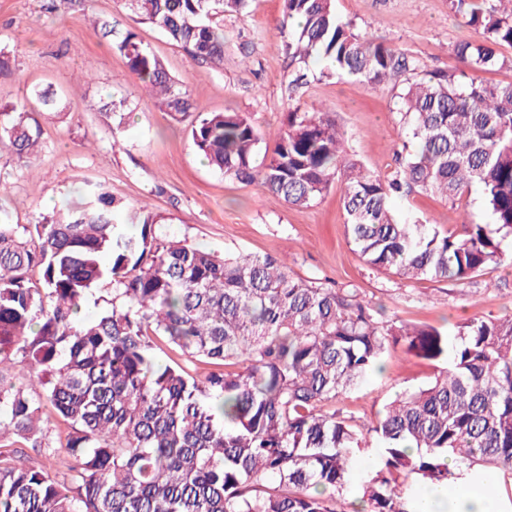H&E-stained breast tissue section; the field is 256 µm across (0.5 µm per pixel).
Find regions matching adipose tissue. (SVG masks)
Returning <instances> with one entry per match:
<instances>
[{"mask_svg":"<svg viewBox=\"0 0 512 512\" xmlns=\"http://www.w3.org/2000/svg\"><path fill=\"white\" fill-rule=\"evenodd\" d=\"M417 512H504L484 484L472 479L457 486L431 485L423 489Z\"/></svg>","mask_w":512,"mask_h":512,"instance_id":"ef3b65f1","label":"adipose tissue"}]
</instances>
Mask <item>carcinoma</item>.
Returning <instances> with one entry per match:
<instances>
[{
    "mask_svg": "<svg viewBox=\"0 0 512 512\" xmlns=\"http://www.w3.org/2000/svg\"><path fill=\"white\" fill-rule=\"evenodd\" d=\"M334 2L282 0L288 90L307 84L315 57L373 87L405 78L399 108L412 150L402 146L386 176L350 160L346 132L317 107L289 110L272 156L257 161L262 136L246 114L204 110L135 32L116 35L107 20L101 28L162 110L195 114L191 141L213 169L296 207L340 181L348 238L370 266L464 281L501 263L512 235V82L474 74L505 64L496 47L512 46V0H450L480 37L456 43L446 71L355 33ZM125 3L218 65L224 33L214 19L242 14L248 0ZM28 113L24 103L0 106V152L39 143ZM474 184L493 223L459 234L392 207L414 191L453 201ZM120 211L137 235L114 224ZM156 224L147 205H126L101 182L29 225L9 223L0 203V438L44 447L35 423L47 400L71 426L61 450L74 471L59 483L0 444V512H346L364 437L336 403L400 343L447 368L378 412V463L360 489L368 512H415L416 484L490 478L479 463L512 475V318L474 317L453 335L383 324L354 290L296 277L271 254L166 241ZM102 285L112 286L110 306L81 318ZM158 340L210 371L158 362ZM16 368L29 383L7 376Z\"/></svg>",
    "mask_w": 512,
    "mask_h": 512,
    "instance_id": "carcinoma-1",
    "label": "carcinoma"
}]
</instances>
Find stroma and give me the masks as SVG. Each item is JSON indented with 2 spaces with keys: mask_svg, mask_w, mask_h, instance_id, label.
<instances>
[{
  "mask_svg": "<svg viewBox=\"0 0 512 512\" xmlns=\"http://www.w3.org/2000/svg\"><path fill=\"white\" fill-rule=\"evenodd\" d=\"M335 5L356 33L410 53L430 70L454 65V43L479 37L451 11L449 0H335ZM281 13V0H252L246 16L225 14L224 63L212 66L137 23L124 0H74L64 10L53 9L51 0H0V43L14 51L12 73L0 75V106L47 86L65 104L60 111L32 104L29 116L42 132L38 153H0L11 223L30 224L35 213H49L75 198L83 182L101 181L123 202H148L163 236L219 253L280 256L297 277L356 290L379 321L452 332L476 315L512 317V262L488 267L463 285L402 280L368 266L350 244L340 183L311 206L295 208L210 168L193 148L187 123L172 119L135 87L125 58L113 51L99 26L108 19L116 31L134 30L207 111L249 115L262 134L260 154H272L289 109L320 103L346 131L350 159L389 174L407 139L398 110L402 80L375 89L346 76H324L323 61L315 59L307 86L289 93L276 29ZM112 98L125 105L109 117L101 107ZM393 207L400 217L447 232H461L466 221H493L477 187L452 202L415 192L395 199ZM442 368L406 354L402 346L389 348L381 370L348 392L340 406L367 430L386 403L429 383ZM41 424L57 450L43 463L54 480L69 481L72 461L60 450L69 428L48 403Z\"/></svg>",
  "mask_w": 512,
  "mask_h": 512,
  "instance_id": "obj_1",
  "label": "stroma"
}]
</instances>
